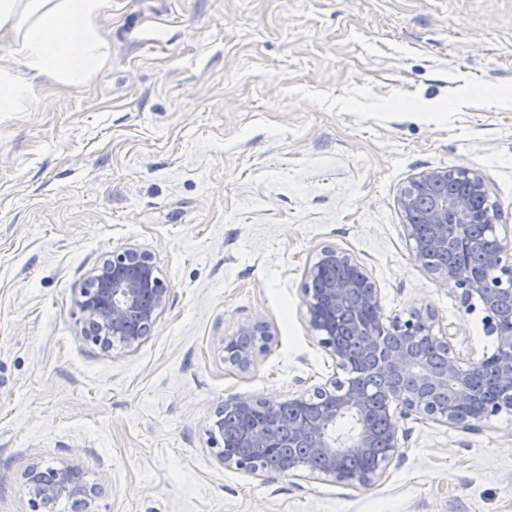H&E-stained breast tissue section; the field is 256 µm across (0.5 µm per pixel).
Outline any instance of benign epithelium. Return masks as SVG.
I'll list each match as a JSON object with an SVG mask.
<instances>
[{"label":"benign epithelium","instance_id":"benign-epithelium-1","mask_svg":"<svg viewBox=\"0 0 512 512\" xmlns=\"http://www.w3.org/2000/svg\"><path fill=\"white\" fill-rule=\"evenodd\" d=\"M488 198L485 179L467 168L430 169L412 178L397 205L416 261L424 263L428 251L466 248L471 225L486 222ZM510 251L506 240L497 239V247L484 256L485 273L479 276L455 266L426 267L435 278L461 289L464 304L478 301L496 334L494 357L464 360L430 309L415 308L405 320L386 317L379 289L358 260L336 246L323 247L307 269L303 291L310 325L342 375L327 379L309 396L275 402L225 400L224 412L239 416L238 447L250 453L224 447L223 415L218 413L208 435L220 462L248 474L270 473L267 456L280 448L296 449L318 460L310 473L346 486L368 487L400 457L406 435L399 418L414 412L445 424L477 426L511 405L512 288L502 287V276H512V264H506ZM170 294L151 253L135 247L112 252L82 289L85 337L103 349L116 342L126 348L139 345ZM424 332L445 349L442 363L434 364L419 346ZM269 338L265 326L243 324L224 338L223 359L245 370ZM483 368L493 372L499 390L494 398L485 397L474 384L472 372ZM290 407L296 415L288 420L285 438L256 419L261 409L273 417L275 411L286 413ZM345 417L357 419V427L338 437L336 424ZM25 489L36 508L60 497L89 507L97 496L85 470L68 462L45 469L37 462L30 464Z\"/></svg>","mask_w":512,"mask_h":512}]
</instances>
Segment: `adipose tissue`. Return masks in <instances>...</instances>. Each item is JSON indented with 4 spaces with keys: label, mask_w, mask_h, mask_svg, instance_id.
Segmentation results:
<instances>
[{
    "label": "adipose tissue",
    "mask_w": 512,
    "mask_h": 512,
    "mask_svg": "<svg viewBox=\"0 0 512 512\" xmlns=\"http://www.w3.org/2000/svg\"><path fill=\"white\" fill-rule=\"evenodd\" d=\"M112 0H0V112H24L38 87L84 86L106 65L111 47L100 29Z\"/></svg>",
    "instance_id": "1"
}]
</instances>
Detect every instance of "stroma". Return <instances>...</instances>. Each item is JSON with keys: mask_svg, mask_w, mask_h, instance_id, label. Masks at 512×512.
Instances as JSON below:
<instances>
[{"mask_svg": "<svg viewBox=\"0 0 512 512\" xmlns=\"http://www.w3.org/2000/svg\"><path fill=\"white\" fill-rule=\"evenodd\" d=\"M108 63L0 112V512H33L29 464L82 466L96 512H512V410L479 430L411 415L368 488L225 467L226 399L313 392L336 367L303 284L352 253L385 315L427 305L461 357L491 354L482 306L416 262L397 207L468 168L512 241V0H112ZM150 252L169 302L134 349L84 336L81 290ZM272 339L249 370L222 342ZM270 336L271 334L263 325H241L236 334L224 338L222 346L224 361L240 369H248L257 353L266 348ZM246 337H249L251 341L244 343L243 340Z\"/></svg>", "mask_w": 512, "mask_h": 512, "instance_id": "stroma-1", "label": "stroma"}]
</instances>
